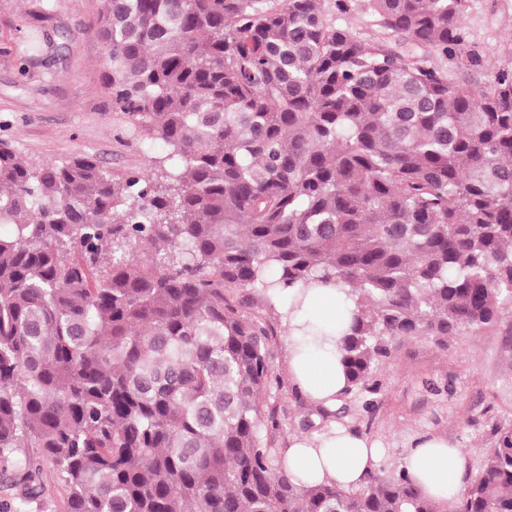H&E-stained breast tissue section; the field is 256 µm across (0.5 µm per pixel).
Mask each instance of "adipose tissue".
<instances>
[{
    "instance_id": "adipose-tissue-1",
    "label": "adipose tissue",
    "mask_w": 512,
    "mask_h": 512,
    "mask_svg": "<svg viewBox=\"0 0 512 512\" xmlns=\"http://www.w3.org/2000/svg\"><path fill=\"white\" fill-rule=\"evenodd\" d=\"M352 304L344 292L315 286L288 298V374L315 407H335L346 386L341 363L342 339L350 321ZM383 453L375 440L343 427H333L312 437L294 438L284 468L298 484L359 487ZM405 469L429 497L456 501L463 477L458 448L447 440L424 436L405 459Z\"/></svg>"
}]
</instances>
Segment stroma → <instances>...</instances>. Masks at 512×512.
<instances>
[{"mask_svg": "<svg viewBox=\"0 0 512 512\" xmlns=\"http://www.w3.org/2000/svg\"><path fill=\"white\" fill-rule=\"evenodd\" d=\"M103 8L104 0H0V140L30 163L88 152L110 174H144L165 152L112 109L98 25ZM464 23L484 61L453 77L488 83L512 62V0H470ZM266 317L276 331L275 371L287 410L280 437L289 441L302 435L311 406L288 378L282 312ZM374 378L372 411H363L362 397L347 396L344 426L382 442L379 468L402 465L417 437L437 436L460 449L464 480L472 482L491 426L512 424V311L495 326L462 331L444 348L427 336L397 339ZM41 479V496L28 503L18 487L0 481V502L14 512H68L69 490L52 463L42 462Z\"/></svg>", "mask_w": 512, "mask_h": 512, "instance_id": "obj_1", "label": "stroma"}]
</instances>
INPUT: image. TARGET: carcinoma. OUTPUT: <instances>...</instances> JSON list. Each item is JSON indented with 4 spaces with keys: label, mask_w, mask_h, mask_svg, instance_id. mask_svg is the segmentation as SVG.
I'll return each instance as SVG.
<instances>
[{
    "label": "carcinoma",
    "mask_w": 512,
    "mask_h": 512,
    "mask_svg": "<svg viewBox=\"0 0 512 512\" xmlns=\"http://www.w3.org/2000/svg\"><path fill=\"white\" fill-rule=\"evenodd\" d=\"M105 0L112 107L164 143L146 174L0 143V476L68 512H442L405 469L358 489L283 469L273 309L345 290L343 395L375 394L392 342L440 346L512 308V65H482L470 0ZM318 407L321 431L346 416ZM449 512H512L494 425ZM355 7L350 13L337 19V23L349 27L363 38L372 39L380 33L377 18L367 8L366 0H352ZM42 495L33 502L20 500V487L11 486L10 482L0 479V502L10 503L12 512H68L69 490L57 472L56 467L43 461L41 464Z\"/></svg>",
    "instance_id": "carcinoma-1"
}]
</instances>
